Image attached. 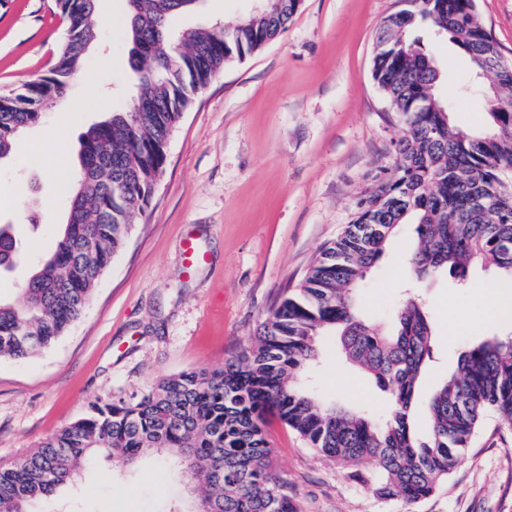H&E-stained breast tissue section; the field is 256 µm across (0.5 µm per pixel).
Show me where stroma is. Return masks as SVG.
Listing matches in <instances>:
<instances>
[{"mask_svg":"<svg viewBox=\"0 0 512 512\" xmlns=\"http://www.w3.org/2000/svg\"><path fill=\"white\" fill-rule=\"evenodd\" d=\"M258 4L204 0L173 25L236 23ZM401 7L400 0H303L285 32L226 64L195 98L170 136L149 208L82 318L27 360L0 358V463L86 417L99 401L144 393L184 371L221 368L251 340L281 292L299 285L353 221L376 174L393 163L391 141L404 129L372 78V56L379 24ZM476 9L512 60V0H476ZM55 10V0H0V92L52 67L63 36ZM125 14V0H97L98 36L83 67L95 86L76 80L65 96L73 111L47 107L20 135L33 149L0 160V224L41 253L68 221L60 185L79 164L80 135L132 98ZM424 45L456 123L483 128L482 93L456 94L468 73L460 51L431 35ZM189 241L204 255L192 270ZM415 243L404 227L361 290L366 315L381 326H389L411 278L404 257ZM473 281L464 291L444 276L422 287L436 338L416 426H424L429 397L463 350L483 336L512 333V286L491 270H476ZM484 284L492 294L481 292ZM321 353L320 395L375 417L387 413L385 394L341 363L334 337L322 339ZM267 437L272 466L302 512H512V430L492 416L448 479L412 506L374 498L280 423L268 426ZM177 467L163 452L133 468L92 462L46 512H168L191 487L176 478Z\"/></svg>","mask_w":512,"mask_h":512,"instance_id":"obj_1","label":"stroma"}]
</instances>
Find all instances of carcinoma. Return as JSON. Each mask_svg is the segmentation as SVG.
Masks as SVG:
<instances>
[{
    "label": "carcinoma",
    "instance_id": "1",
    "mask_svg": "<svg viewBox=\"0 0 512 512\" xmlns=\"http://www.w3.org/2000/svg\"><path fill=\"white\" fill-rule=\"evenodd\" d=\"M97 0H56L64 37L47 76L0 94V159L80 75L96 38ZM128 63L135 94L80 138V166L63 183L67 224L37 263L19 264V243L0 225V271L16 272L25 301H0V357L25 360L51 345L83 314L95 283L125 245L133 217L150 206L169 137L199 91L227 62L288 28L298 0L267 6L232 26L176 29L172 18L202 0H126ZM377 28L372 76L405 134L392 140L394 163L375 176L354 220L316 259L300 285L284 290L252 341L218 370L185 371L149 392L104 401L40 447L0 464V512H29L75 485L95 459L133 466L154 451L196 478L194 502L217 512H300L288 483L270 466L264 426L277 418L339 473L384 502L413 505L432 496L470 447L485 417L512 428V335L490 334L458 357L457 371L429 398V425L411 427L417 391L432 357L434 326L415 298L394 312L384 334L359 297L368 273L401 226L417 247L406 255L418 280L446 274L464 288L473 269L512 280V65L486 30L475 0H402ZM422 26L465 55L470 79H483L486 129L453 125L452 103L436 93L441 71L419 38ZM336 336L346 363L387 394L390 412L368 417L303 382L320 358L318 340ZM374 468L364 470L363 461Z\"/></svg>",
    "mask_w": 512,
    "mask_h": 512
}]
</instances>
